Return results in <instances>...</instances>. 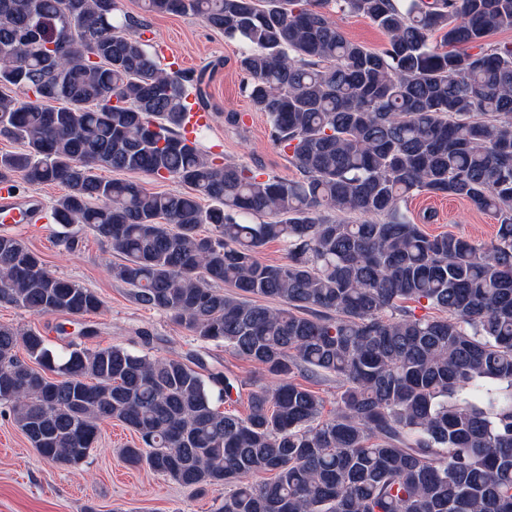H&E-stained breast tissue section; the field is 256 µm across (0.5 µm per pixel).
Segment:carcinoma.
Wrapping results in <instances>:
<instances>
[{
  "mask_svg": "<svg viewBox=\"0 0 512 512\" xmlns=\"http://www.w3.org/2000/svg\"><path fill=\"white\" fill-rule=\"evenodd\" d=\"M332 1L385 46L348 39ZM144 5L248 43V98L300 179L189 140L191 77L162 67L118 0H0V86L33 95L0 93V137L19 144L0 154V180L61 187L54 223L119 253L109 272L138 303L279 384L251 393L242 417L221 410L220 374L121 343L57 351L0 324V406L43 460L67 466L118 421L140 440L121 449L126 464L200 491L234 485L219 512H512V42H488L512 30V0ZM422 193L493 214L496 240L426 234L402 210ZM352 213L365 220L342 219ZM269 241L286 261L259 259ZM0 302L74 317L102 306L6 232ZM302 371L336 376V411L295 381ZM255 472L273 478L241 481ZM100 176L104 178H128L133 179L141 183V185L148 192H171L178 193L184 192L187 188L181 183L171 178H156L153 176H146L141 173H127L122 171H109L101 170L98 172Z\"/></svg>",
  "mask_w": 512,
  "mask_h": 512,
  "instance_id": "obj_1",
  "label": "carcinoma"
}]
</instances>
